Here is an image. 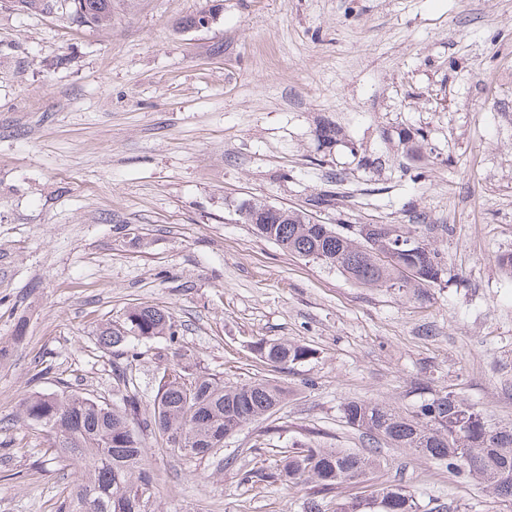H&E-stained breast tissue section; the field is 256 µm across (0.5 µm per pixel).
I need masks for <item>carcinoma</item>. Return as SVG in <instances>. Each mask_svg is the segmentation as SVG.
Masks as SVG:
<instances>
[{"label":"carcinoma","mask_w":512,"mask_h":512,"mask_svg":"<svg viewBox=\"0 0 512 512\" xmlns=\"http://www.w3.org/2000/svg\"><path fill=\"white\" fill-rule=\"evenodd\" d=\"M69 20L78 27L100 28L112 22V0H63ZM265 203L249 201L240 208L244 223L257 218L256 233L300 257L332 267L366 288H386L407 298L438 285L447 275L445 257L427 235L393 224H378L369 243L356 233L316 224L301 210H290L277 221L263 213ZM417 236L423 249H398V240ZM173 337L171 317L158 307L130 309L120 326L101 331L103 343L115 347L133 340ZM254 353L274 368L287 369L315 355L304 345L261 339ZM141 352L126 351L127 364L115 374L112 395L120 403L92 395L36 393L21 404L24 421L39 425L51 437L60 457L80 467L64 512H154L156 487L147 467L143 443L131 422L139 404L137 370ZM288 391L275 380L227 386L213 374H183L166 369L157 377L151 423L165 445L188 458H204L224 439L286 400ZM342 414L350 427L376 435L398 448H410L472 477L501 497H512V428L493 427L481 413L449 393L423 399L417 409L399 411L372 400H348ZM377 460L358 452L301 445L284 456L280 476L293 484L314 483L324 491L358 481ZM379 512H421L418 499L399 485L376 490Z\"/></svg>","instance_id":"cac0c4a2"}]
</instances>
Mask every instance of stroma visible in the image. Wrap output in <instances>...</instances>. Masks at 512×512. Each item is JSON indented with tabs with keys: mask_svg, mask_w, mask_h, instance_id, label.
I'll return each mask as SVG.
<instances>
[{
	"mask_svg": "<svg viewBox=\"0 0 512 512\" xmlns=\"http://www.w3.org/2000/svg\"><path fill=\"white\" fill-rule=\"evenodd\" d=\"M248 200L338 229L431 225L449 279L418 300L360 287L257 237ZM510 252L512 0H113L103 28L0 0V512H59L80 470L20 403L111 397L125 356L100 333L137 306L177 327L136 344L139 418L166 367L290 390L202 459L145 431L156 512H334L389 484L425 512H512L341 412L448 392L511 426ZM261 338L315 356L278 371ZM297 443L379 465L328 494L290 486Z\"/></svg>",
	"mask_w": 512,
	"mask_h": 512,
	"instance_id": "obj_1",
	"label": "stroma"
}]
</instances>
